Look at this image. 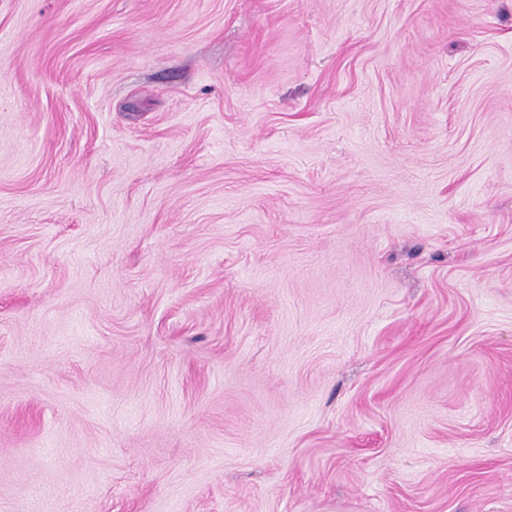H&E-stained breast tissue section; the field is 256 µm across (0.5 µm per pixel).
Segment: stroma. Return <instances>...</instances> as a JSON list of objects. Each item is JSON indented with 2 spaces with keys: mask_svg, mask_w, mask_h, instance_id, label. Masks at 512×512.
I'll list each match as a JSON object with an SVG mask.
<instances>
[{
  "mask_svg": "<svg viewBox=\"0 0 512 512\" xmlns=\"http://www.w3.org/2000/svg\"><path fill=\"white\" fill-rule=\"evenodd\" d=\"M0 512H512V0H0Z\"/></svg>",
  "mask_w": 512,
  "mask_h": 512,
  "instance_id": "1",
  "label": "stroma"
}]
</instances>
